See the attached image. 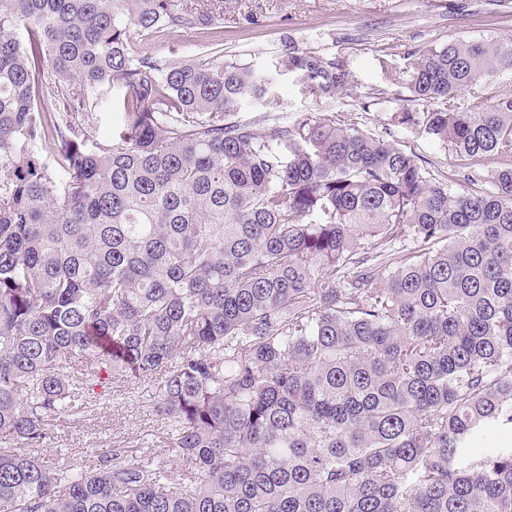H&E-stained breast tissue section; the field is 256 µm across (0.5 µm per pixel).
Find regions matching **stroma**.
<instances>
[{"label": "stroma", "mask_w": 512, "mask_h": 512, "mask_svg": "<svg viewBox=\"0 0 512 512\" xmlns=\"http://www.w3.org/2000/svg\"><path fill=\"white\" fill-rule=\"evenodd\" d=\"M220 15L224 56L267 74L266 99L245 103L241 120L281 123L316 109L314 96L297 79L275 72V58L289 46L310 48L336 59L349 80L337 106L341 109L377 98L369 111L359 113L363 128L390 133L406 151L424 162L432 177H447L457 164L455 154L440 142L395 126L396 101L408 94L405 86L391 85L382 62L403 71L424 50L454 39H512V0H181ZM148 53L187 58L205 55L211 39L197 30L159 32L135 37ZM107 406L80 420L58 417L50 425L48 447L57 449L61 467L88 469L89 451L127 438L155 433L158 424L124 388L112 387Z\"/></svg>", "instance_id": "1"}]
</instances>
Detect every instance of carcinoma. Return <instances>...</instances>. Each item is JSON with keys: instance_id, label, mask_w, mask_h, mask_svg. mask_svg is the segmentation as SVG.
Here are the masks:
<instances>
[{"instance_id": "1", "label": "carcinoma", "mask_w": 512, "mask_h": 512, "mask_svg": "<svg viewBox=\"0 0 512 512\" xmlns=\"http://www.w3.org/2000/svg\"><path fill=\"white\" fill-rule=\"evenodd\" d=\"M215 28L177 0H0V512H512V445L471 454L512 434V87L486 84L512 40L382 66L393 122L458 157L443 181L333 109L334 59L288 50L321 112L259 127L233 116L268 79L220 42L134 45ZM114 381L162 439L60 468L49 421ZM211 38L206 34L200 33L195 29L181 30L178 32H159L150 38L143 39L135 35V46L148 53L169 57V58H187L198 57L209 53L212 46Z\"/></svg>"}]
</instances>
